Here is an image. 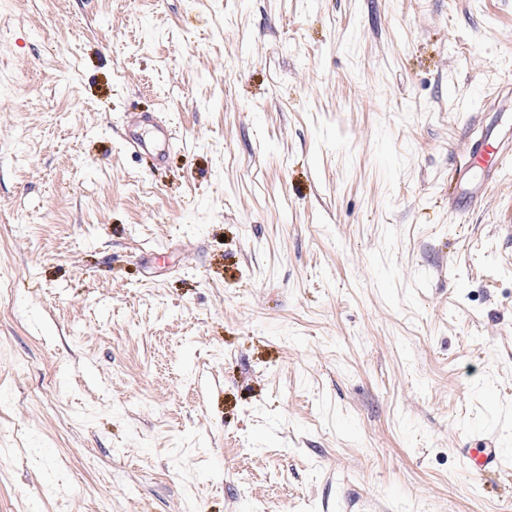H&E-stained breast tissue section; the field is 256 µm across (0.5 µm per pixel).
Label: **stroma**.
I'll return each instance as SVG.
<instances>
[{
	"instance_id": "35a3bbf8",
	"label": "stroma",
	"mask_w": 512,
	"mask_h": 512,
	"mask_svg": "<svg viewBox=\"0 0 512 512\" xmlns=\"http://www.w3.org/2000/svg\"><path fill=\"white\" fill-rule=\"evenodd\" d=\"M507 78L512 0H0V512H512ZM511 163L512 141H504L493 131L472 139L466 160L456 170L458 194L450 199L452 204L476 206L492 188L493 176ZM460 454L472 479L481 480L489 474L501 471L505 466L502 448L492 444L489 448H463Z\"/></svg>"
}]
</instances>
